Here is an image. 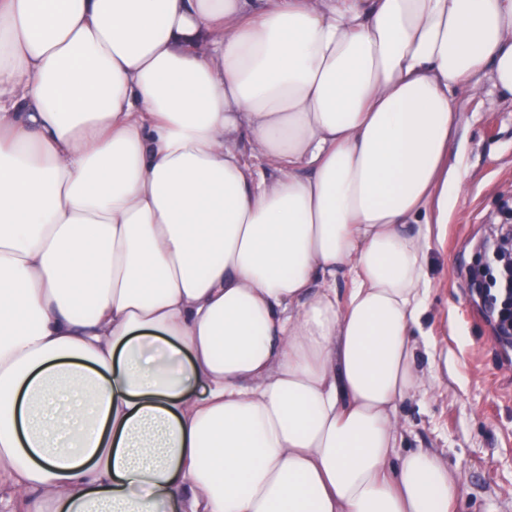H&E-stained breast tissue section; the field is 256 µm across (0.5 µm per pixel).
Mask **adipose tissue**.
Listing matches in <instances>:
<instances>
[{
  "instance_id": "obj_1",
  "label": "adipose tissue",
  "mask_w": 512,
  "mask_h": 512,
  "mask_svg": "<svg viewBox=\"0 0 512 512\" xmlns=\"http://www.w3.org/2000/svg\"><path fill=\"white\" fill-rule=\"evenodd\" d=\"M485 78L512 0H0V512H456L398 407Z\"/></svg>"
}]
</instances>
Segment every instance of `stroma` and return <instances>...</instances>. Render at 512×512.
<instances>
[{"instance_id":"1","label":"stroma","mask_w":512,"mask_h":512,"mask_svg":"<svg viewBox=\"0 0 512 512\" xmlns=\"http://www.w3.org/2000/svg\"><path fill=\"white\" fill-rule=\"evenodd\" d=\"M456 101L464 120L455 144L469 175L435 235L421 319L448 365L433 370L418 353L430 386L400 407L403 446L434 449L457 469L465 489L459 512H512V350L496 342L461 276L479 261L480 241L512 212V99L486 82Z\"/></svg>"}]
</instances>
